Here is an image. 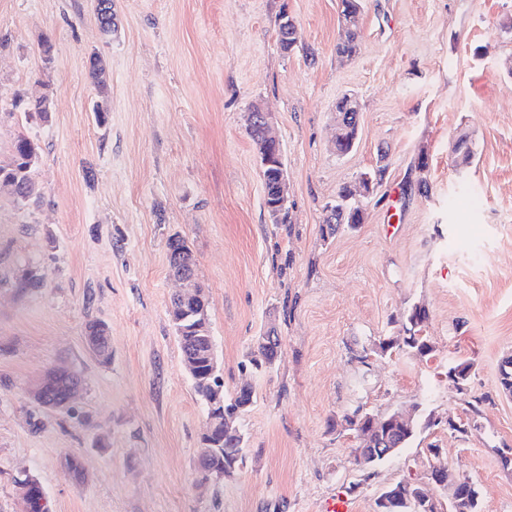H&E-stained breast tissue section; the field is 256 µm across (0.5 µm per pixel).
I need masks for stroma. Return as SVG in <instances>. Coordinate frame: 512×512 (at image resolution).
I'll return each instance as SVG.
<instances>
[{"mask_svg":"<svg viewBox=\"0 0 512 512\" xmlns=\"http://www.w3.org/2000/svg\"><path fill=\"white\" fill-rule=\"evenodd\" d=\"M340 0H113L100 32L91 0H0V161L18 134L41 148L40 201H0V512H20L17 478L50 512H352L433 467L476 484L481 512H512V0H362L361 44L339 58ZM299 33L283 50L280 12ZM52 38L43 56V35ZM109 63L106 90L88 59ZM51 87L49 121L11 107ZM360 103L356 147L337 154L336 102ZM106 98L98 125L93 106ZM268 112L288 173L290 221L271 223L246 114ZM474 151L460 163V135ZM426 168H419V159ZM365 222L323 237L339 189L379 164ZM186 239L210 302L225 395L245 384L244 462L202 479L206 409L169 316L167 240ZM44 284L21 289L25 264ZM426 308L427 356L409 348L361 364ZM109 329L112 358L84 326ZM280 358L250 359L268 325ZM471 364L472 414L448 376ZM54 368L83 379L71 410L29 385ZM404 412L413 440L357 465L356 408ZM476 419L466 433L449 421ZM80 458L72 481L65 454ZM15 484L17 491L18 487L25 489L21 500L24 512H49L47 497L39 482L27 475L16 479Z\"/></svg>","mask_w":512,"mask_h":512,"instance_id":"stroma-1","label":"stroma"}]
</instances>
